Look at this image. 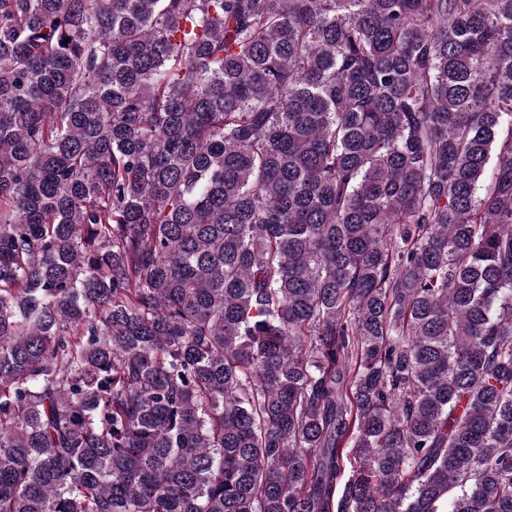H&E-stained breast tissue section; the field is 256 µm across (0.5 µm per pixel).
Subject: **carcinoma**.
Wrapping results in <instances>:
<instances>
[{"label":"carcinoma","instance_id":"obj_1","mask_svg":"<svg viewBox=\"0 0 512 512\" xmlns=\"http://www.w3.org/2000/svg\"><path fill=\"white\" fill-rule=\"evenodd\" d=\"M0 512H512V0H0Z\"/></svg>","mask_w":512,"mask_h":512}]
</instances>
